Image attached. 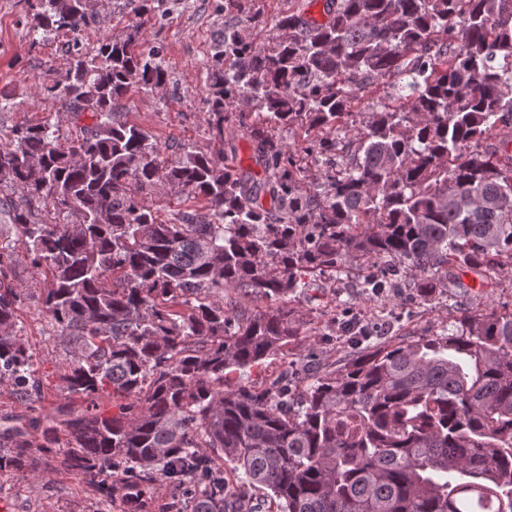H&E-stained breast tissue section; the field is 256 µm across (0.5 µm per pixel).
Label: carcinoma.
<instances>
[{"label": "carcinoma", "instance_id": "obj_1", "mask_svg": "<svg viewBox=\"0 0 512 512\" xmlns=\"http://www.w3.org/2000/svg\"><path fill=\"white\" fill-rule=\"evenodd\" d=\"M29 7L44 38L92 20L91 0ZM224 10L211 135L237 121L261 173L189 143L165 159L120 120L131 89L169 85L132 34L40 87L90 120L79 134L45 119L0 143V385L26 409L0 431V476L50 465L107 512H148L157 484L165 512H260L229 462L277 512H512L511 308L462 310L410 343L357 330L332 371L229 382L303 333L289 304L319 274L371 264L366 293L408 277L431 300L464 275L481 292L512 273V0H325L321 22L273 17L268 49L247 0ZM370 87L398 105L351 112ZM162 188L204 207L163 220L148 201ZM19 244L65 354L54 413L20 325ZM228 291L265 309L233 313Z\"/></svg>", "mask_w": 512, "mask_h": 512}]
</instances>
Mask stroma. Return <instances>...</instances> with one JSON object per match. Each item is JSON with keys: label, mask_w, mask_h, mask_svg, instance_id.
<instances>
[{"label": "stroma", "mask_w": 512, "mask_h": 512, "mask_svg": "<svg viewBox=\"0 0 512 512\" xmlns=\"http://www.w3.org/2000/svg\"><path fill=\"white\" fill-rule=\"evenodd\" d=\"M29 15L27 0H0V95L8 99L6 108L0 109L1 135L48 118L58 122L63 136H74L77 129L69 114L58 101L41 95V86L65 82L75 48H92L104 38H127L136 26L140 29L137 50L160 48L171 82L159 94L130 92L123 106L125 119L149 130L163 157H170L171 145L183 142L214 151L207 133V60L214 39L224 30V0H157L154 10L139 19L127 0H95L94 19L87 27L38 42L29 31ZM15 269L30 293L20 319L40 362L41 403L51 410L61 402L55 386L63 352L49 336L39 302L44 282L32 270L25 249H18ZM358 273L353 266L339 282L319 277L317 289L293 304L306 324L296 343L300 350L313 352L324 370L341 364L344 354L335 339L343 335L342 322L351 316L391 312L398 317L399 327L386 333L389 342L418 341L447 325V299L422 304L408 293L393 302L367 300L358 293ZM97 506L96 493L87 481L51 470L39 479L7 478L6 492L0 495V512H95Z\"/></svg>", "instance_id": "stroma-1"}]
</instances>
